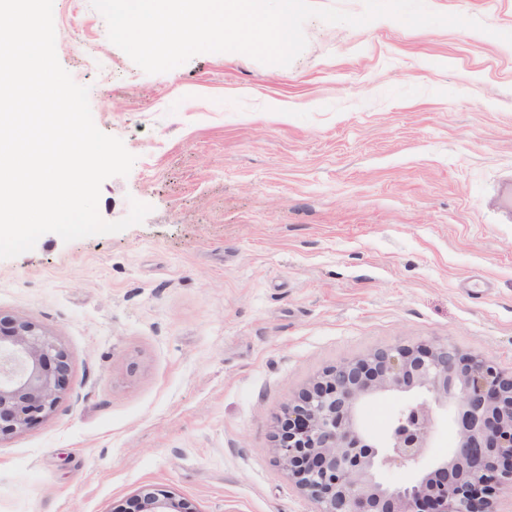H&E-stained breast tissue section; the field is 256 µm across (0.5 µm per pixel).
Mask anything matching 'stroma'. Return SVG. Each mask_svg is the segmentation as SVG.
Segmentation results:
<instances>
[{
	"instance_id": "35a3bbf8",
	"label": "stroma",
	"mask_w": 512,
	"mask_h": 512,
	"mask_svg": "<svg viewBox=\"0 0 512 512\" xmlns=\"http://www.w3.org/2000/svg\"><path fill=\"white\" fill-rule=\"evenodd\" d=\"M485 31L306 21L287 66L201 53L148 74L90 0L56 52L136 161L112 222L0 259V314L67 350L69 386L0 441V512H114L154 487L197 512H313L275 422L329 367L448 342L512 371V0H426Z\"/></svg>"
}]
</instances>
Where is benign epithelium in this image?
Here are the masks:
<instances>
[{"instance_id":"7a95c632","label":"benign epithelium","mask_w":512,"mask_h":512,"mask_svg":"<svg viewBox=\"0 0 512 512\" xmlns=\"http://www.w3.org/2000/svg\"><path fill=\"white\" fill-rule=\"evenodd\" d=\"M66 349L37 324L0 316V441L45 419L67 389ZM412 394L379 441L361 429L370 399ZM459 442L425 465L439 411ZM279 465L317 512H500L512 499V374L446 342L395 345L344 361L288 401L278 418ZM409 480L389 486L390 467ZM134 512H197L169 492L143 488Z\"/></svg>"}]
</instances>
